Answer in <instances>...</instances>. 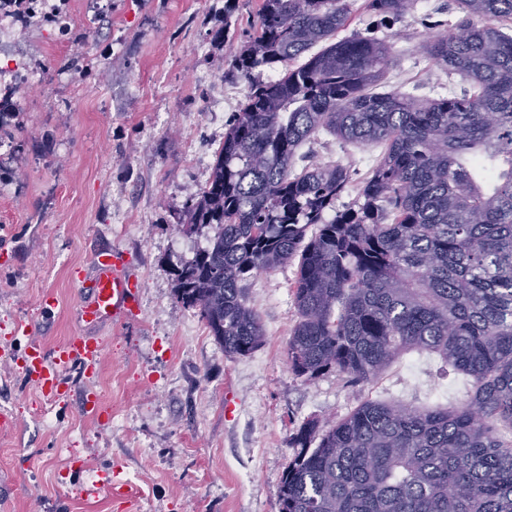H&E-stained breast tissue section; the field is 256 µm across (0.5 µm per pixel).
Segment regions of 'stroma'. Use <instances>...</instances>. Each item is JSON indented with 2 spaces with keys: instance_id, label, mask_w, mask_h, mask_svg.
Masks as SVG:
<instances>
[{
  "instance_id": "obj_1",
  "label": "stroma",
  "mask_w": 512,
  "mask_h": 512,
  "mask_svg": "<svg viewBox=\"0 0 512 512\" xmlns=\"http://www.w3.org/2000/svg\"><path fill=\"white\" fill-rule=\"evenodd\" d=\"M36 2L58 21L20 38L0 31V72L29 71L21 85L0 84V512H278L292 438L308 419H339L368 400L466 399L464 378L428 353L404 355L370 383L296 377V263L248 281L266 341L247 357L225 355L176 298L175 270L206 244L176 226L249 91L224 68L260 0H236L241 25L226 42L215 37L225 0ZM363 2L350 0L347 31L390 46L386 86L429 97L463 88L420 50L428 24L455 30V0H416L395 22L370 17ZM382 152L322 132L294 167L347 166L341 210ZM104 247L139 275L137 312L87 326L80 281ZM81 334L105 346L94 373L66 370L46 399L24 373L28 345L50 352Z\"/></svg>"
}]
</instances>
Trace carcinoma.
I'll list each match as a JSON object with an SVG mask.
<instances>
[{"label": "carcinoma", "mask_w": 512, "mask_h": 512, "mask_svg": "<svg viewBox=\"0 0 512 512\" xmlns=\"http://www.w3.org/2000/svg\"><path fill=\"white\" fill-rule=\"evenodd\" d=\"M458 4L460 34L428 32L420 48L468 82L459 92L375 91L390 47L337 38L348 0H261L224 72L250 90L177 225L207 230L175 272L177 298L225 355L248 356L265 331L246 282L296 258V376L368 383L430 352L470 384L469 399L449 406L370 400L328 426L305 422L279 512H512V0ZM412 6L364 3L393 20ZM261 68L281 74L253 79ZM322 130L385 145L355 208L336 209L348 168L293 170Z\"/></svg>", "instance_id": "cac0c4a2"}]
</instances>
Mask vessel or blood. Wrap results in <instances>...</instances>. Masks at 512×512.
Returning a JSON list of instances; mask_svg holds the SVG:
<instances>
[{"label": "vessel or blood", "mask_w": 512, "mask_h": 512, "mask_svg": "<svg viewBox=\"0 0 512 512\" xmlns=\"http://www.w3.org/2000/svg\"><path fill=\"white\" fill-rule=\"evenodd\" d=\"M84 299L79 318L87 325L108 319H122L134 315L140 282L129 273L126 263L114 250L104 249L93 258V273L82 283ZM101 342L72 337L53 352H45L40 344L29 347L25 372L40 388L44 396H55L62 372L75 364L92 365L101 357Z\"/></svg>", "instance_id": "b4317fda"}]
</instances>
